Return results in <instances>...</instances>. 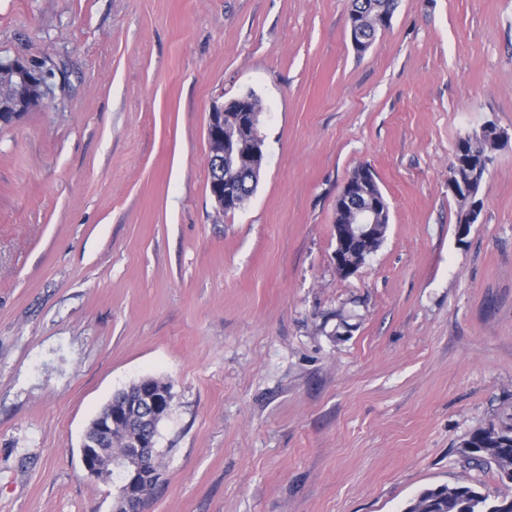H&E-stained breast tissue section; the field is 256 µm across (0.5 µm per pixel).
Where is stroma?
Wrapping results in <instances>:
<instances>
[{
    "mask_svg": "<svg viewBox=\"0 0 512 512\" xmlns=\"http://www.w3.org/2000/svg\"><path fill=\"white\" fill-rule=\"evenodd\" d=\"M350 0H0V61L55 71L0 126V512H112L83 434L154 378L172 401L149 512H404L477 481L512 419V139L456 236L459 138L512 136V0H399L365 54ZM253 93L265 165L224 213L213 106ZM390 206L332 263L359 164Z\"/></svg>",
    "mask_w": 512,
    "mask_h": 512,
    "instance_id": "35a3bbf8",
    "label": "stroma"
}]
</instances>
